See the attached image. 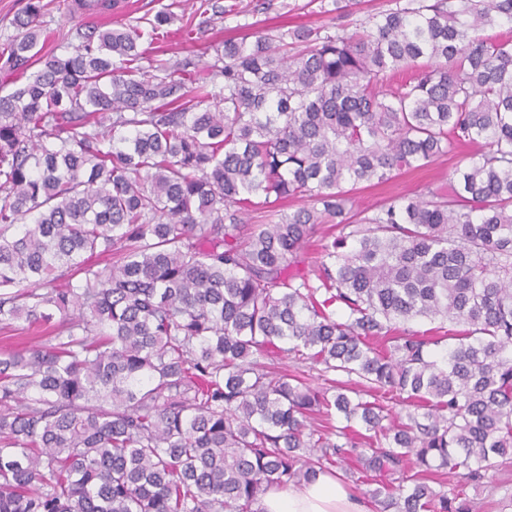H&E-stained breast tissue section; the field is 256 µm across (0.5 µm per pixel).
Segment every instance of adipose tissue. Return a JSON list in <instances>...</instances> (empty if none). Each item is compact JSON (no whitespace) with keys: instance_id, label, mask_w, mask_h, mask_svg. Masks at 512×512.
<instances>
[{"instance_id":"adipose-tissue-1","label":"adipose tissue","mask_w":512,"mask_h":512,"mask_svg":"<svg viewBox=\"0 0 512 512\" xmlns=\"http://www.w3.org/2000/svg\"><path fill=\"white\" fill-rule=\"evenodd\" d=\"M261 512H370L338 475L322 473L300 488H270L262 497Z\"/></svg>"}]
</instances>
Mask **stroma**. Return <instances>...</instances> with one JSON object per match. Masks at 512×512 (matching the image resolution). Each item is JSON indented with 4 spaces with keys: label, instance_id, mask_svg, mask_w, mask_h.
Listing matches in <instances>:
<instances>
[{
    "label": "stroma",
    "instance_id": "obj_1",
    "mask_svg": "<svg viewBox=\"0 0 512 512\" xmlns=\"http://www.w3.org/2000/svg\"><path fill=\"white\" fill-rule=\"evenodd\" d=\"M45 9L40 19V42L45 50L58 52L75 45L76 29L88 28L85 21L73 8V0H42ZM128 11L113 10L110 19L102 21V28L140 26L145 19L164 11L170 16L167 26L168 38L162 49L147 46L142 61L143 67L154 66L161 57L181 58L192 56L207 62L214 56L216 41L229 36L241 37L248 34L249 24L261 27H282L298 25L318 26L327 23L328 18L319 11L314 0H271L270 8L263 13L248 12L247 7L254 0H218L220 5L235 6V13L215 18L213 29L207 35L193 33L191 25L196 22L200 0H130ZM471 147H463L457 153L440 158L428 166L403 172L390 182L380 186L360 184L353 193L355 210H370L417 197L430 190L449 191L456 169L462 168ZM477 512H512V462L499 470L489 473L483 484L468 489Z\"/></svg>",
    "mask_w": 512,
    "mask_h": 512
}]
</instances>
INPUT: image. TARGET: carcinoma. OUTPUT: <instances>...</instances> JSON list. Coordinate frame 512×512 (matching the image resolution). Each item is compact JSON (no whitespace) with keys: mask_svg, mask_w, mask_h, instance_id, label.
I'll use <instances>...</instances> for the list:
<instances>
[{"mask_svg":"<svg viewBox=\"0 0 512 512\" xmlns=\"http://www.w3.org/2000/svg\"><path fill=\"white\" fill-rule=\"evenodd\" d=\"M41 10L0 49L1 75L36 68L0 94V324L63 321L0 353V512H260L353 455L415 468L376 512H476L512 459V40L482 34L512 0H397L151 70L167 14L57 53ZM463 143L452 194L351 213ZM324 224L314 278L288 274Z\"/></svg>","mask_w":512,"mask_h":512,"instance_id":"obj_1","label":"carcinoma"}]
</instances>
